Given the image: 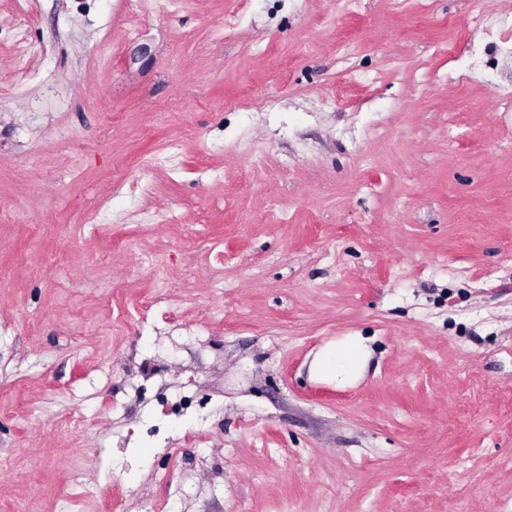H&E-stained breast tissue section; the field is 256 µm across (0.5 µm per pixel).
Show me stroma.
<instances>
[{"instance_id": "stroma-1", "label": "stroma", "mask_w": 512, "mask_h": 512, "mask_svg": "<svg viewBox=\"0 0 512 512\" xmlns=\"http://www.w3.org/2000/svg\"><path fill=\"white\" fill-rule=\"evenodd\" d=\"M474 44L470 0H0V512H512V112ZM356 334L364 379L311 380Z\"/></svg>"}]
</instances>
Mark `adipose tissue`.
<instances>
[{
	"mask_svg": "<svg viewBox=\"0 0 512 512\" xmlns=\"http://www.w3.org/2000/svg\"><path fill=\"white\" fill-rule=\"evenodd\" d=\"M371 355L367 337L341 336L326 343L310 365L312 380L339 386L356 384L363 376Z\"/></svg>",
	"mask_w": 512,
	"mask_h": 512,
	"instance_id": "adipose-tissue-1",
	"label": "adipose tissue"
}]
</instances>
